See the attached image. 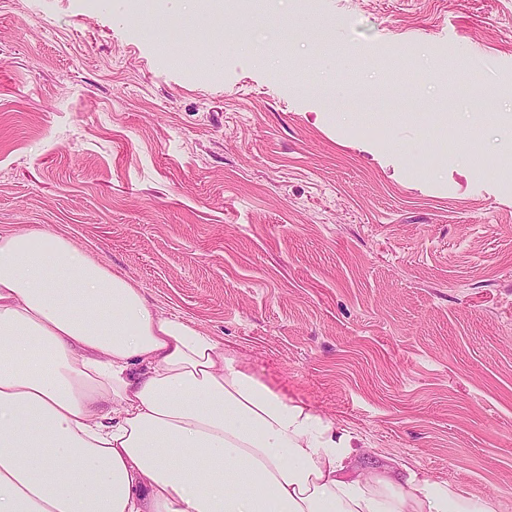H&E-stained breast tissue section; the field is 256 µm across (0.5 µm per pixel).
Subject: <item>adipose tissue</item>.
<instances>
[{
	"label": "adipose tissue",
	"mask_w": 512,
	"mask_h": 512,
	"mask_svg": "<svg viewBox=\"0 0 512 512\" xmlns=\"http://www.w3.org/2000/svg\"><path fill=\"white\" fill-rule=\"evenodd\" d=\"M357 453L69 239L0 234V512H494Z\"/></svg>",
	"instance_id": "obj_1"
}]
</instances>
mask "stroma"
Wrapping results in <instances>:
<instances>
[{
    "mask_svg": "<svg viewBox=\"0 0 512 512\" xmlns=\"http://www.w3.org/2000/svg\"><path fill=\"white\" fill-rule=\"evenodd\" d=\"M149 11L0 0V233L65 236L360 464L512 512V0H254L244 48Z\"/></svg>",
    "mask_w": 512,
    "mask_h": 512,
    "instance_id": "obj_1",
    "label": "stroma"
}]
</instances>
